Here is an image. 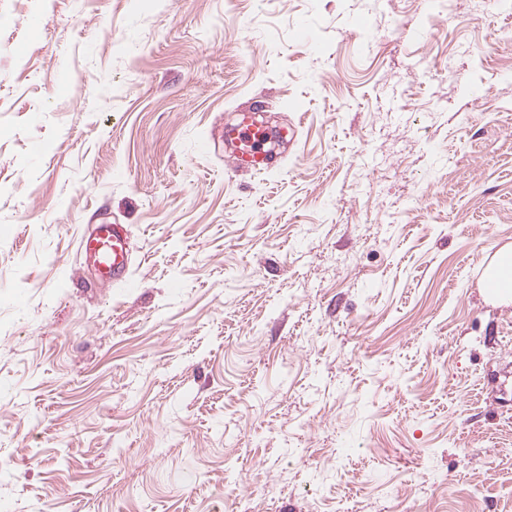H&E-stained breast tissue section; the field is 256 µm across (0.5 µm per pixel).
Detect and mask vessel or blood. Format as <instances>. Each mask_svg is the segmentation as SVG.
Wrapping results in <instances>:
<instances>
[{"instance_id": "obj_1", "label": "vessel or blood", "mask_w": 512, "mask_h": 512, "mask_svg": "<svg viewBox=\"0 0 512 512\" xmlns=\"http://www.w3.org/2000/svg\"><path fill=\"white\" fill-rule=\"evenodd\" d=\"M258 112V106H240L234 122L224 128L225 165L232 175L271 173L283 161L280 153L267 148L269 132L258 121ZM78 252L100 278L133 287L129 271L131 239L125 225H96L81 238Z\"/></svg>"}]
</instances>
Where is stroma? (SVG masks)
<instances>
[{
  "mask_svg": "<svg viewBox=\"0 0 512 512\" xmlns=\"http://www.w3.org/2000/svg\"><path fill=\"white\" fill-rule=\"evenodd\" d=\"M250 99L298 141L233 176ZM495 244L512 0H0V504L512 512ZM78 252L101 279L135 287L129 271L131 239L124 224H97L81 238Z\"/></svg>",
  "mask_w": 512,
  "mask_h": 512,
  "instance_id": "obj_1",
  "label": "stroma"
}]
</instances>
